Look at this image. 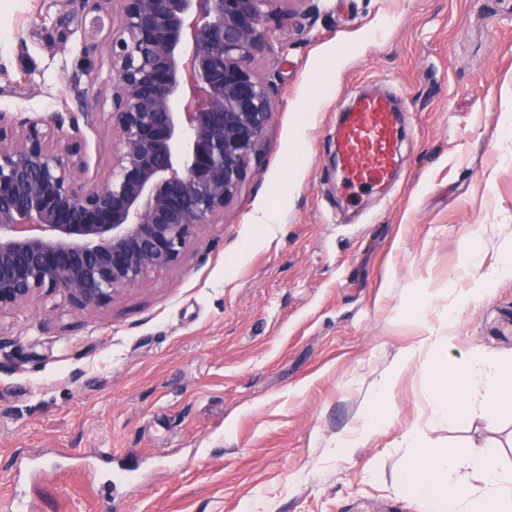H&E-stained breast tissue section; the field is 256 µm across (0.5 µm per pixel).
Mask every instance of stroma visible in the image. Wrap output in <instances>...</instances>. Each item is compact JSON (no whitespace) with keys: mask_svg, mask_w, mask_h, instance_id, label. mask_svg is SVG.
<instances>
[{"mask_svg":"<svg viewBox=\"0 0 512 512\" xmlns=\"http://www.w3.org/2000/svg\"><path fill=\"white\" fill-rule=\"evenodd\" d=\"M95 15L93 0H0V112L79 114L87 188L112 154ZM271 27L252 66L273 120L223 223L94 315L45 296L0 319V501L423 512L399 483L411 428L425 447L493 448L512 468V417L443 422L427 400L440 357L479 350L512 366V278L448 324L449 302L512 251V0H321ZM373 86L401 105L403 164L349 201L332 145ZM268 208L281 221L267 231L256 218ZM444 335L447 350L402 372L390 420L358 440L404 349Z\"/></svg>","mask_w":512,"mask_h":512,"instance_id":"1","label":"stroma"}]
</instances>
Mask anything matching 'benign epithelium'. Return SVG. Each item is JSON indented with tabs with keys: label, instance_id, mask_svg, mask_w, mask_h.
I'll return each mask as SVG.
<instances>
[{
	"label": "benign epithelium",
	"instance_id": "1",
	"mask_svg": "<svg viewBox=\"0 0 512 512\" xmlns=\"http://www.w3.org/2000/svg\"><path fill=\"white\" fill-rule=\"evenodd\" d=\"M108 35L112 156L99 186L78 119L0 113V317L58 295L88 316L182 258L224 218L273 116L251 63L273 6L308 0H102Z\"/></svg>",
	"mask_w": 512,
	"mask_h": 512
}]
</instances>
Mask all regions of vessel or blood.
I'll return each mask as SVG.
<instances>
[{"label": "vessel or blood", "instance_id": "obj_1", "mask_svg": "<svg viewBox=\"0 0 512 512\" xmlns=\"http://www.w3.org/2000/svg\"><path fill=\"white\" fill-rule=\"evenodd\" d=\"M402 132L388 98L367 95L336 128V173L346 189L385 182L402 163Z\"/></svg>", "mask_w": 512, "mask_h": 512}]
</instances>
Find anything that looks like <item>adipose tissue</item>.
Instances as JSON below:
<instances>
[{
  "label": "adipose tissue",
  "instance_id": "1",
  "mask_svg": "<svg viewBox=\"0 0 512 512\" xmlns=\"http://www.w3.org/2000/svg\"><path fill=\"white\" fill-rule=\"evenodd\" d=\"M428 400L434 416L442 421L472 410L511 416L512 368L498 367L481 353L471 352L460 372L439 371ZM404 439L411 451L401 484L423 499L430 512H512V470L499 465L495 449L470 453L454 446L420 448L412 429ZM462 464L483 482L482 497L461 490L456 473Z\"/></svg>",
  "mask_w": 512,
  "mask_h": 512
}]
</instances>
